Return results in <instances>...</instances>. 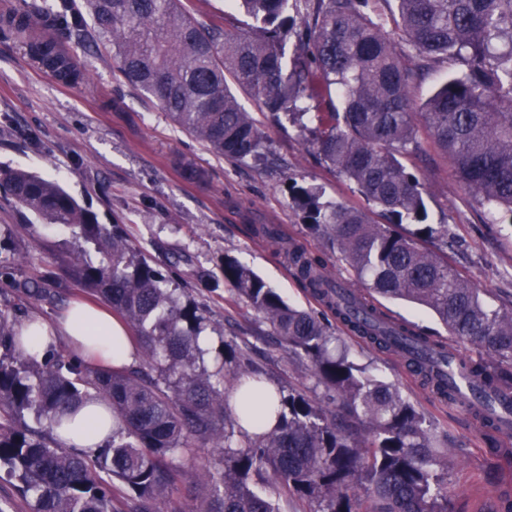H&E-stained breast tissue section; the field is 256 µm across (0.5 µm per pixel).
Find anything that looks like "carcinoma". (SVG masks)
Instances as JSON below:
<instances>
[{"label": "carcinoma", "mask_w": 512, "mask_h": 512, "mask_svg": "<svg viewBox=\"0 0 512 512\" xmlns=\"http://www.w3.org/2000/svg\"><path fill=\"white\" fill-rule=\"evenodd\" d=\"M256 34L199 22L182 0H85L70 31L83 38L90 16L95 43L112 51L124 79L212 152L234 162L268 149L260 125L238 102L240 89L273 121L301 128L316 121L317 154L388 217L323 199L292 184L305 231L332 249L359 282L336 284L323 257L273 225L263 234L288 256L295 279L353 336L401 353L424 385L455 400L452 359L397 320L376 297L430 310L449 335L478 350L457 371L485 398L512 395V305L493 306L447 255L448 225L428 223L424 178L401 158L423 151L418 125L451 162L465 191L495 224L512 225V0H395L380 13L370 0H233ZM302 14L295 25L289 12ZM32 10L10 12L25 35ZM294 41L286 58V43ZM25 47L57 80L84 81L75 55L56 42ZM459 69L424 102L416 82L436 62ZM342 109L309 112L304 102ZM0 185L44 224L71 230L66 273L103 300L134 333L151 372L92 368L50 351L39 362L20 329L37 317L24 303H0V471L16 481L30 512H177L176 460L213 450L203 474L200 512H278L272 491L291 495L299 512H456L448 500V434L400 391L356 364L326 318L290 306L250 268L224 256V283L287 345L311 363L317 400L292 385L276 388L277 424L260 394L267 380L250 348L219 340L204 349L202 309L182 300L169 278L128 235L97 217L58 183L0 167ZM30 300L47 291L17 284ZM97 399L112 409V437L93 453L60 445L54 426Z\"/></svg>", "instance_id": "1"}]
</instances>
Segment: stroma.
<instances>
[{
    "instance_id": "35a3bbf8",
    "label": "stroma",
    "mask_w": 512,
    "mask_h": 512,
    "mask_svg": "<svg viewBox=\"0 0 512 512\" xmlns=\"http://www.w3.org/2000/svg\"><path fill=\"white\" fill-rule=\"evenodd\" d=\"M72 50L89 79L66 85L43 71L17 41L0 32V166L38 173L60 183L100 223L123 227L137 250L167 274L173 286L205 309L211 336L251 344L252 363L277 385L311 386V364L292 358L273 329L237 300L224 284L222 265L233 256L252 268L292 305L315 309V302L288 272L282 253L262 234L267 224L306 239L324 254L331 273L340 264L324 242L305 236V221L291 202L293 183L322 188L325 199L365 209L368 201L329 168L297 127L271 122L248 95L238 99L266 131L275 162L265 168L213 155L178 127L156 104L116 74L112 57L83 44ZM408 168L423 175L430 221L447 225L458 238L449 260L494 303L512 299V228L490 223L484 208L461 186L455 171L432 144ZM193 161L198 179H185L179 159ZM35 237L18 238L0 250L14 281L38 280L53 289L54 301H32L31 314L56 319L85 289L67 277L62 260L73 239L62 227L36 224ZM389 312L417 325L427 336L462 356L471 345L449 335L431 312L402 301ZM354 360L370 366L403 397L431 415L448 434L449 454L458 466L448 495L467 512H491L497 496L512 495V453L486 431L470 411L438 398L412 378L399 358L346 337ZM213 464L209 448L179 464L177 498L181 512H198L199 477Z\"/></svg>"
}]
</instances>
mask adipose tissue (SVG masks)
Wrapping results in <instances>:
<instances>
[{
	"label": "adipose tissue",
	"mask_w": 512,
	"mask_h": 512,
	"mask_svg": "<svg viewBox=\"0 0 512 512\" xmlns=\"http://www.w3.org/2000/svg\"><path fill=\"white\" fill-rule=\"evenodd\" d=\"M21 334L31 355L43 354L53 338L66 340L80 356L103 365L128 366L137 354L126 327L106 310L87 303H72L55 323L40 319L23 327ZM112 427L111 414L89 404L70 416L56 437L65 447L91 452L111 434Z\"/></svg>",
	"instance_id": "ef3b65f1"
}]
</instances>
